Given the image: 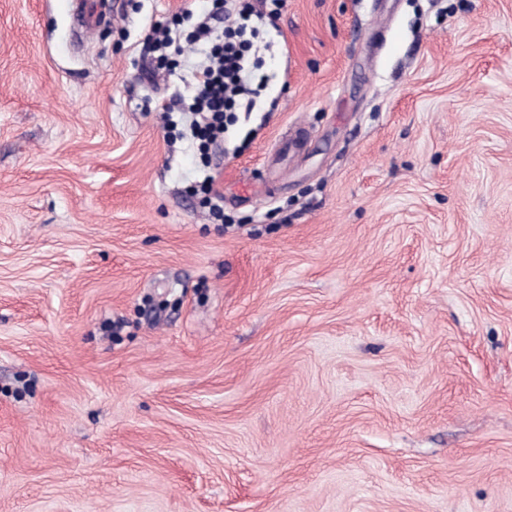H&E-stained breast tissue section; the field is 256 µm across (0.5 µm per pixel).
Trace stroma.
Listing matches in <instances>:
<instances>
[{
    "label": "stroma",
    "mask_w": 512,
    "mask_h": 512,
    "mask_svg": "<svg viewBox=\"0 0 512 512\" xmlns=\"http://www.w3.org/2000/svg\"><path fill=\"white\" fill-rule=\"evenodd\" d=\"M85 2L0 0V512H512V0H284L218 145L206 0Z\"/></svg>",
    "instance_id": "obj_1"
}]
</instances>
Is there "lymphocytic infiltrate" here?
<instances>
[{
    "label": "lymphocytic infiltrate",
    "instance_id": "1",
    "mask_svg": "<svg viewBox=\"0 0 512 512\" xmlns=\"http://www.w3.org/2000/svg\"><path fill=\"white\" fill-rule=\"evenodd\" d=\"M283 0H269L268 10L251 0H213L217 13L235 18V26L217 28L210 18L197 22L198 37L209 50L194 70L195 96L185 107L193 135L215 139L224 133V113L240 101H251L266 81L259 61L250 59L258 25L278 16Z\"/></svg>",
    "mask_w": 512,
    "mask_h": 512
}]
</instances>
